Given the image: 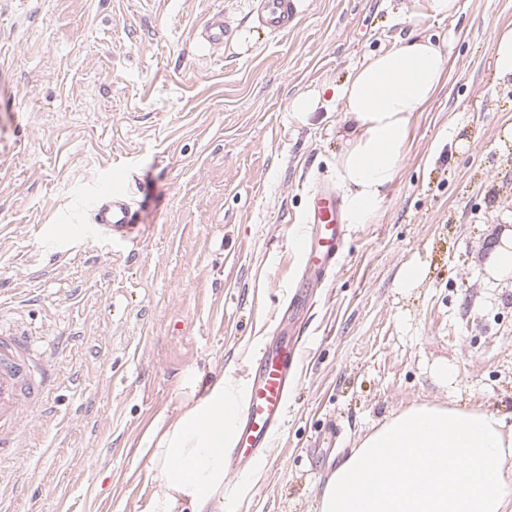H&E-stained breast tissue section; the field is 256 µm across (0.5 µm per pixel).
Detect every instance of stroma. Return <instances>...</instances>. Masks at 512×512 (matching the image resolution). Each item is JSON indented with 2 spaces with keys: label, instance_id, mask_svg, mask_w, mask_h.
Returning <instances> with one entry per match:
<instances>
[{
  "label": "stroma",
  "instance_id": "obj_1",
  "mask_svg": "<svg viewBox=\"0 0 512 512\" xmlns=\"http://www.w3.org/2000/svg\"><path fill=\"white\" fill-rule=\"evenodd\" d=\"M250 0H0V308L53 340L54 423H28L5 512H139L155 492L138 445L176 416L195 368L250 382L289 298L306 353L273 448L224 487L243 512H319L326 475L415 403L476 407L512 425V80L493 64L512 0H304L293 31L254 27ZM237 39L198 52L212 13ZM448 49L400 168L342 258L290 248L315 182L338 180L337 86L407 37ZM317 99L304 119L290 105ZM117 174L137 247L57 238ZM420 268L411 288L401 271ZM455 371L443 380L440 368ZM426 16L443 21L459 12V0H423Z\"/></svg>",
  "mask_w": 512,
  "mask_h": 512
}]
</instances>
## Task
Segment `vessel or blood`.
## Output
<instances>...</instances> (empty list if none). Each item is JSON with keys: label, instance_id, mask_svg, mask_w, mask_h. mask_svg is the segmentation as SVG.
Returning <instances> with one entry per match:
<instances>
[{"label": "vessel or blood", "instance_id": "1", "mask_svg": "<svg viewBox=\"0 0 512 512\" xmlns=\"http://www.w3.org/2000/svg\"><path fill=\"white\" fill-rule=\"evenodd\" d=\"M300 0H252L251 16L257 28L275 37L296 29ZM234 35L223 14L208 16L200 27L201 44L220 47ZM342 200L334 183L322 179L316 184L306 222L291 244L306 261L323 268L335 264L344 247L345 229L340 219ZM90 223L68 217L65 233L83 237L108 236L137 245L141 230L134 222L135 201L119 185L104 184L89 201ZM302 344H289L287 337L275 336L254 358L255 372L247 395L235 409L236 430L228 443L227 460L244 466L256 449L272 447L288 413V393L295 380L288 363L299 360ZM53 371L38 356L32 336L19 322L0 316V469L18 468L24 463L23 450L28 433L25 416L51 420L56 407L50 400Z\"/></svg>", "mask_w": 512, "mask_h": 512}]
</instances>
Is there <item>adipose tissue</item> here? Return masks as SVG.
<instances>
[{
    "mask_svg": "<svg viewBox=\"0 0 512 512\" xmlns=\"http://www.w3.org/2000/svg\"><path fill=\"white\" fill-rule=\"evenodd\" d=\"M443 45L404 41L370 58L336 89L348 147L339 161L349 223L373 218L397 173L414 113L442 84ZM175 419L143 435L147 477L158 486L140 512H224V446L238 404L231 374L203 382ZM320 512H512V426L474 408L409 406L365 437L322 485Z\"/></svg>",
    "mask_w": 512,
    "mask_h": 512,
    "instance_id": "obj_1",
    "label": "adipose tissue"
}]
</instances>
